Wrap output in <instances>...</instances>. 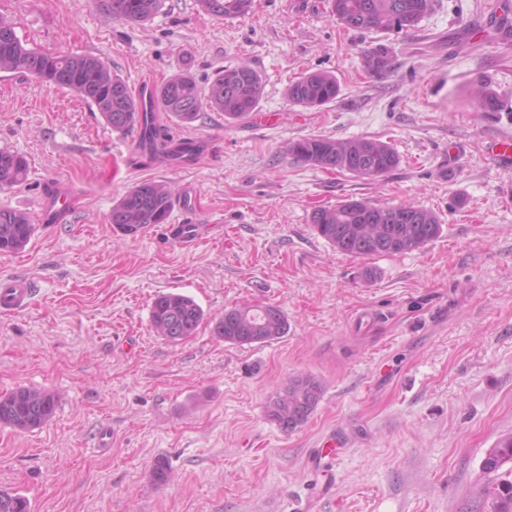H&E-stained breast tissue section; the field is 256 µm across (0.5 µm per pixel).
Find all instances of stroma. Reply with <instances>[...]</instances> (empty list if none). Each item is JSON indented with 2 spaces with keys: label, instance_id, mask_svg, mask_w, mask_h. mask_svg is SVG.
Wrapping results in <instances>:
<instances>
[{
  "label": "stroma",
  "instance_id": "stroma-1",
  "mask_svg": "<svg viewBox=\"0 0 512 512\" xmlns=\"http://www.w3.org/2000/svg\"><path fill=\"white\" fill-rule=\"evenodd\" d=\"M109 0H0L28 47L102 58L133 92L189 70L207 90L248 62L264 79L259 113L227 122L203 109L178 124L194 164L148 162L136 129L107 126L74 92L0 71V149L26 180L0 208L35 216L56 184L76 201L68 224H39L0 252V277L34 280L33 309L0 317V394L56 393L41 428L0 425V489L35 512H474L488 450L512 435V183L485 144L512 137V35L504 0H434L406 34L347 29L330 0H253L225 19L199 0H162L144 23ZM392 48L384 80L359 51ZM341 86L318 110L289 103L307 71ZM485 79L503 107L477 111L462 85ZM377 138L400 156L376 180L297 162L291 141ZM174 190L169 222L204 225L191 245L156 224L124 236L109 221L131 187ZM407 200L433 211L438 238L408 253L352 257L313 229L315 209L346 198ZM376 275L365 279L364 268ZM191 296L206 318L178 344L156 336L157 295ZM274 305L285 336L239 347L216 338L225 310ZM323 383L308 421L282 431L267 406L289 378ZM112 448H97L101 427ZM339 447L328 471L316 455ZM168 483L152 479L157 459Z\"/></svg>",
  "mask_w": 512,
  "mask_h": 512
}]
</instances>
